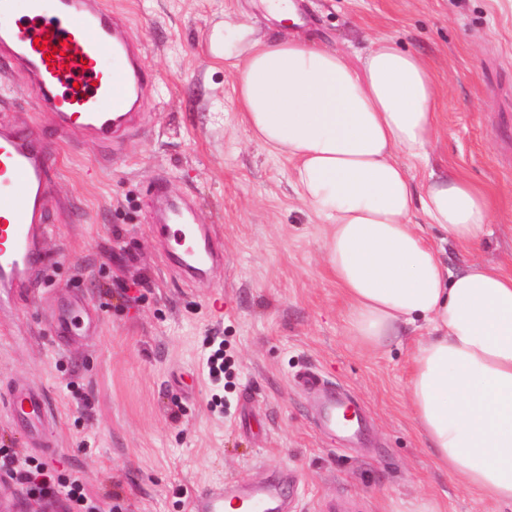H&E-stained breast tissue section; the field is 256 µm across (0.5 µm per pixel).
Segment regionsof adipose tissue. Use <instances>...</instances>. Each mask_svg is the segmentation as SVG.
Segmentation results:
<instances>
[{
	"mask_svg": "<svg viewBox=\"0 0 512 512\" xmlns=\"http://www.w3.org/2000/svg\"><path fill=\"white\" fill-rule=\"evenodd\" d=\"M277 34L225 22L224 66L253 140L294 160L296 191L328 224L324 261L357 340L374 350L410 329L412 420L439 465L485 501L512 505V267L449 269L413 221L422 212L467 250L493 233L497 202L448 169L416 182L439 135L440 87L419 53L389 38L358 64L289 29L291 0H268Z\"/></svg>",
	"mask_w": 512,
	"mask_h": 512,
	"instance_id": "ef3b65f1",
	"label": "adipose tissue"
}]
</instances>
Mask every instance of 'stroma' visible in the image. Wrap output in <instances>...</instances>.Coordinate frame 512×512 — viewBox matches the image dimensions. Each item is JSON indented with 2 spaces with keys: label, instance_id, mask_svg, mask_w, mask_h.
Wrapping results in <instances>:
<instances>
[{
  "label": "stroma",
  "instance_id": "1",
  "mask_svg": "<svg viewBox=\"0 0 512 512\" xmlns=\"http://www.w3.org/2000/svg\"><path fill=\"white\" fill-rule=\"evenodd\" d=\"M123 13L154 75L138 131L109 145L58 138L51 158V264L31 293L0 308V390L43 389L54 454L28 441L0 402V458L79 479L100 512H190L196 491L285 468L301 481L291 512H512L477 500L439 466L408 403L423 331L365 349L324 263L325 226L299 200L293 162L251 141L234 77L211 40L225 21L274 30L261 0H105ZM305 33L357 59L394 38L427 58L445 97L441 135L416 180L452 168L500 205L470 253L426 226L442 259L512 265V0H305ZM39 117L23 77L0 76V119ZM188 198L224 258L189 283L154 237L153 187ZM88 301L59 342L62 298ZM224 346L230 367L210 375ZM319 370L359 399L366 440L321 431L293 376ZM0 512H68L0 467Z\"/></svg>",
  "mask_w": 512,
  "mask_h": 512
}]
</instances>
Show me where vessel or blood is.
<instances>
[{
    "instance_id": "vessel-or-blood-1",
    "label": "vessel or blood",
    "mask_w": 512,
    "mask_h": 512,
    "mask_svg": "<svg viewBox=\"0 0 512 512\" xmlns=\"http://www.w3.org/2000/svg\"><path fill=\"white\" fill-rule=\"evenodd\" d=\"M0 62L22 72L48 124L21 127L0 120V307L28 292L32 275L48 264L44 243L50 230L46 206L50 182L47 155L53 136L112 144L135 127L154 78L145 48L127 31L126 20L103 0H0ZM154 232L170 242V261L184 278L197 281L220 259L223 243L193 210L166 199ZM301 384L325 391L324 429L358 435L363 428L355 404L337 396L321 374L305 372ZM9 411L28 436L42 440L51 415L45 394L33 388L6 391ZM293 479L280 470L264 482L233 480L195 495V512H288Z\"/></svg>"
}]
</instances>
